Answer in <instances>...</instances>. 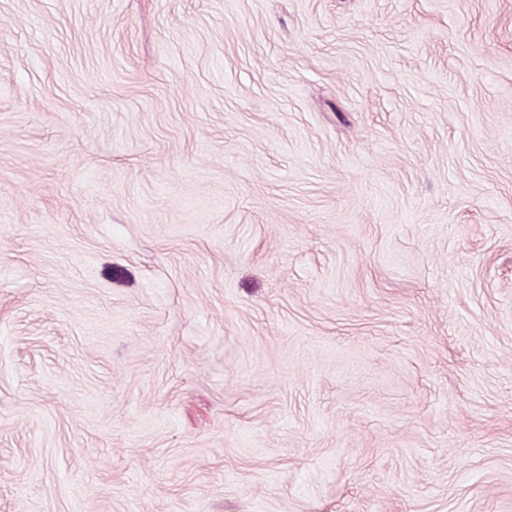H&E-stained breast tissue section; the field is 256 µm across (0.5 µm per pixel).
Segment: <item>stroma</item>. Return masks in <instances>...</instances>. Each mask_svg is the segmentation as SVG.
Instances as JSON below:
<instances>
[{
    "label": "stroma",
    "instance_id": "stroma-1",
    "mask_svg": "<svg viewBox=\"0 0 512 512\" xmlns=\"http://www.w3.org/2000/svg\"><path fill=\"white\" fill-rule=\"evenodd\" d=\"M0 512H512V0H0Z\"/></svg>",
    "mask_w": 512,
    "mask_h": 512
}]
</instances>
